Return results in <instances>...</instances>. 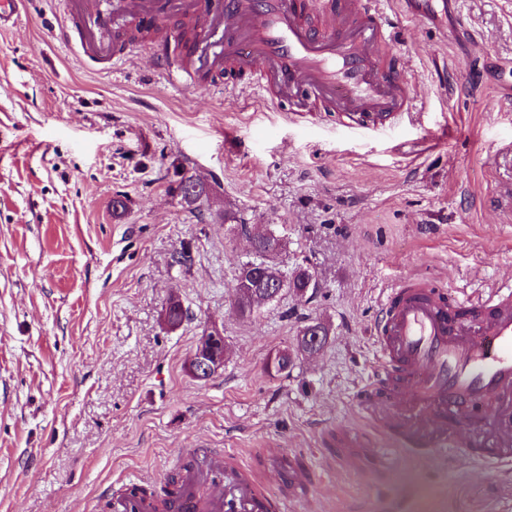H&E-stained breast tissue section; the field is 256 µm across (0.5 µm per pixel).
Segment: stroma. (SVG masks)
<instances>
[{
    "label": "stroma",
    "instance_id": "stroma-1",
    "mask_svg": "<svg viewBox=\"0 0 512 512\" xmlns=\"http://www.w3.org/2000/svg\"><path fill=\"white\" fill-rule=\"evenodd\" d=\"M66 7L30 0L0 33V512H112L128 478L161 488L198 448L280 498L279 459L326 449L319 491L288 512H512V473L403 450L356 400L396 282L512 281L495 195L512 178V0H418L397 20L417 109L364 132L215 75L175 86L151 40L124 43L120 68L86 65L78 25L57 38ZM185 176L211 186L204 205L182 200ZM228 213L284 235L316 287L241 317L251 254ZM173 297L189 312L174 330ZM317 322L325 346L298 350ZM210 326L224 366L201 382L187 363ZM286 349L292 367L269 371Z\"/></svg>",
    "mask_w": 512,
    "mask_h": 512
}]
</instances>
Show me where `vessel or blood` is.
Masks as SVG:
<instances>
[{
	"mask_svg": "<svg viewBox=\"0 0 512 512\" xmlns=\"http://www.w3.org/2000/svg\"><path fill=\"white\" fill-rule=\"evenodd\" d=\"M413 0H112L104 16L97 0H74L90 24L82 52L107 54L112 20L177 17L196 35L182 49L233 86L238 75L273 105L298 112H335L357 130H383L413 111L406 64L397 53L399 31L389 4ZM28 0H0V32L15 27ZM377 364L359 389L362 408L405 438H435L453 457L512 469V286L473 295L437 286L429 277L402 279L386 294L373 326ZM500 422L490 439L457 442L461 429L484 428L483 407ZM222 481L219 497L198 498V473ZM290 479L296 497L322 479L301 466ZM136 483L112 500L113 512H152ZM171 512H287L227 454L204 451L169 496Z\"/></svg>",
	"mask_w": 512,
	"mask_h": 512,
	"instance_id": "b4317fda",
	"label": "vessel or blood"
}]
</instances>
